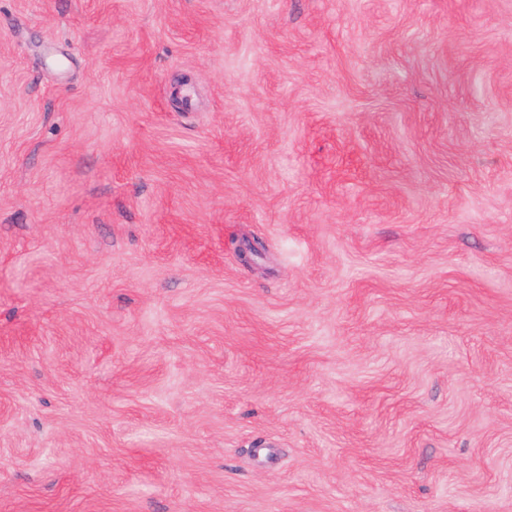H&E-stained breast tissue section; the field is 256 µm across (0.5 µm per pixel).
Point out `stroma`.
Returning a JSON list of instances; mask_svg holds the SVG:
<instances>
[{"label": "stroma", "instance_id": "obj_1", "mask_svg": "<svg viewBox=\"0 0 512 512\" xmlns=\"http://www.w3.org/2000/svg\"><path fill=\"white\" fill-rule=\"evenodd\" d=\"M0 512H512V0H0Z\"/></svg>", "mask_w": 512, "mask_h": 512}]
</instances>
